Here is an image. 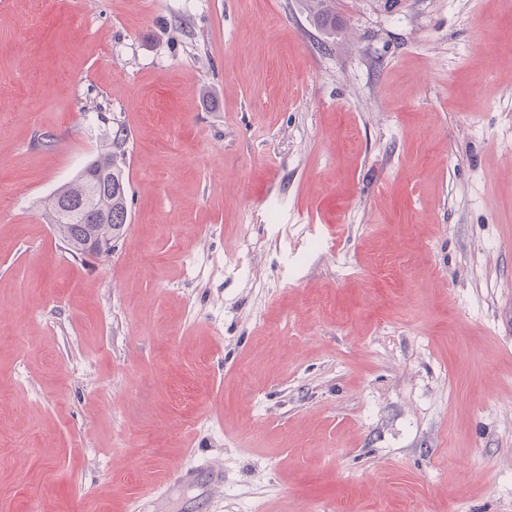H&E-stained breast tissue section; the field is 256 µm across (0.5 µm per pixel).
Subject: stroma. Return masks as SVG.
<instances>
[{"label":"stroma","mask_w":512,"mask_h":512,"mask_svg":"<svg viewBox=\"0 0 512 512\" xmlns=\"http://www.w3.org/2000/svg\"><path fill=\"white\" fill-rule=\"evenodd\" d=\"M336 12L0 0V512H512V0ZM313 3V17L321 28L336 31V0H306ZM128 140L125 127L118 126L113 131L112 150L92 159L72 180L45 198L44 215L60 239L81 246L91 235L112 240L124 235L128 224V185L118 157L125 155ZM85 169L96 182L94 192L84 175ZM109 243L100 240L79 248H74L70 242L65 245L67 250L86 259L99 258L110 252ZM200 470L190 469L185 471H179L175 473L169 483V486L160 494H152L148 502V508L146 511L148 512H166V508L164 507V503L166 500V496L168 491L176 486L181 484H193L199 475Z\"/></svg>","instance_id":"35a3bbf8"}]
</instances>
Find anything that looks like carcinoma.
<instances>
[{
  "instance_id": "1",
  "label": "carcinoma",
  "mask_w": 512,
  "mask_h": 512,
  "mask_svg": "<svg viewBox=\"0 0 512 512\" xmlns=\"http://www.w3.org/2000/svg\"><path fill=\"white\" fill-rule=\"evenodd\" d=\"M313 4L318 26L336 30V0H306ZM129 140L127 130L118 126L112 136V150L100 154L86 165L96 182L91 190L84 173H78L44 200L43 210L59 238L75 245L89 236L116 240L128 224V185L118 158L125 155Z\"/></svg>"
}]
</instances>
